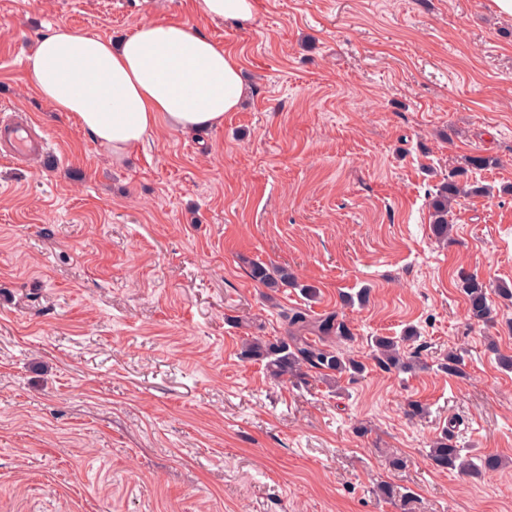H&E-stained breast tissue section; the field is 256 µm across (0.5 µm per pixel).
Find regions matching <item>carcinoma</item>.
<instances>
[{
    "label": "carcinoma",
    "instance_id": "carcinoma-1",
    "mask_svg": "<svg viewBox=\"0 0 512 512\" xmlns=\"http://www.w3.org/2000/svg\"><path fill=\"white\" fill-rule=\"evenodd\" d=\"M493 159L480 155L463 158L461 165L448 171V177L431 195L430 228L439 243L448 242L451 231L448 216L453 202L468 192L467 184L461 182L471 168L490 165ZM249 275L260 287L277 292L293 286L296 279L286 266H269L262 262H248ZM460 288L465 296L468 319L479 326H489L492 322V301L490 293H495L505 301L512 300V288L504 283L490 287L474 274L460 278ZM285 332L273 339L265 336H248L241 344L240 356L248 361L265 363L270 376L276 381L304 379L311 374L320 376L331 388H339L345 377L361 374L365 364L351 357L343 345L353 340V333L339 313L330 312L313 317L301 308H291L283 312ZM418 332L408 329L399 337L377 336L373 340L370 358L386 373L413 375L426 368L420 360L418 350L408 347L416 341ZM440 369L450 376L464 375L462 358L456 352H449L446 362ZM428 457L439 470L456 471L462 475L476 477L493 472L501 467L502 460L497 455H483L477 458L464 453L454 437L444 434L430 442Z\"/></svg>",
    "mask_w": 512,
    "mask_h": 512
}]
</instances>
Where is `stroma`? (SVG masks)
<instances>
[{
	"instance_id": "1",
	"label": "stroma",
	"mask_w": 512,
	"mask_h": 512,
	"mask_svg": "<svg viewBox=\"0 0 512 512\" xmlns=\"http://www.w3.org/2000/svg\"><path fill=\"white\" fill-rule=\"evenodd\" d=\"M170 20L240 60L247 92L219 127L162 125L117 158L26 76L47 29L119 39ZM0 103L50 141L0 158V512H512V371L496 359L512 303L477 326L458 286L512 284V15L257 0L242 24L194 0H0ZM468 155L501 164L470 173L487 192L457 200L442 244L427 200ZM251 260L316 296L264 298ZM296 307L342 315L362 376L334 393L240 358L241 337L282 335ZM410 327L427 370L381 371L370 337ZM452 348L465 377L439 368ZM449 430L505 467L436 469L429 442Z\"/></svg>"
}]
</instances>
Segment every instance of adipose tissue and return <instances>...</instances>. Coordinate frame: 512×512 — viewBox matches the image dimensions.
<instances>
[{
	"mask_svg": "<svg viewBox=\"0 0 512 512\" xmlns=\"http://www.w3.org/2000/svg\"><path fill=\"white\" fill-rule=\"evenodd\" d=\"M24 68L40 96L117 156L162 124L222 125L244 92L237 55L183 23L147 21L116 43L58 26L38 38Z\"/></svg>",
	"mask_w": 512,
	"mask_h": 512,
	"instance_id": "ef3b65f1",
	"label": "adipose tissue"
}]
</instances>
